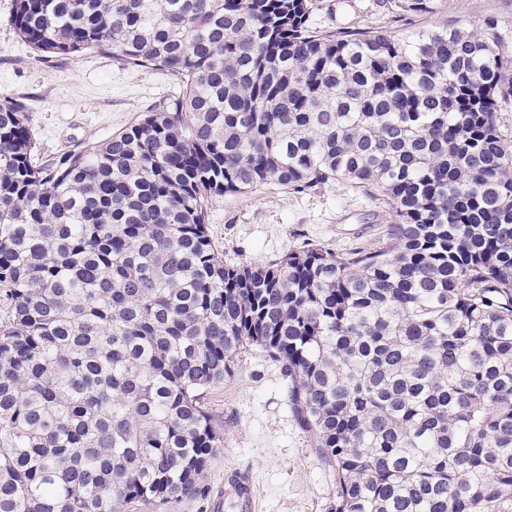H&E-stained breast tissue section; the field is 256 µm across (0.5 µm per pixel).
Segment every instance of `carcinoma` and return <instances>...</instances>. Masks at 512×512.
I'll use <instances>...</instances> for the list:
<instances>
[{
    "label": "carcinoma",
    "instance_id": "carcinoma-1",
    "mask_svg": "<svg viewBox=\"0 0 512 512\" xmlns=\"http://www.w3.org/2000/svg\"><path fill=\"white\" fill-rule=\"evenodd\" d=\"M422 13L433 0H390ZM312 0H14L38 59L182 96L57 161L0 98V512H169L224 447L201 396L258 346L331 512H512V40L322 34ZM345 183L377 243L226 265L211 197Z\"/></svg>",
    "mask_w": 512,
    "mask_h": 512
}]
</instances>
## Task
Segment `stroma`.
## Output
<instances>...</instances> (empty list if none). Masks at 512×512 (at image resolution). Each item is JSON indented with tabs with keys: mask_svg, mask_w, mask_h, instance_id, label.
<instances>
[{
	"mask_svg": "<svg viewBox=\"0 0 512 512\" xmlns=\"http://www.w3.org/2000/svg\"><path fill=\"white\" fill-rule=\"evenodd\" d=\"M12 7L13 0H0V98L24 103L38 158L56 159L106 141L181 93L175 76L97 54L39 61L9 25ZM490 17L512 37V0H435L433 12L412 16L392 14L380 0H313L312 21L320 30L403 36ZM388 221L387 209L343 183L301 194L271 184L216 195L206 217L228 265L264 262L309 245L336 252L370 246ZM204 403L224 446L204 473L205 497L185 501L174 512H211L212 497L224 489L225 469L235 466L255 473L259 512H330L336 473L296 425L280 368L267 353L257 346L242 349L231 374L205 394Z\"/></svg>",
	"mask_w": 512,
	"mask_h": 512,
	"instance_id": "1",
	"label": "stroma"
}]
</instances>
